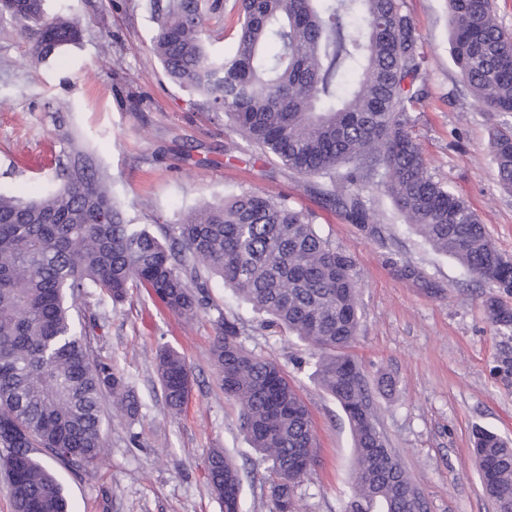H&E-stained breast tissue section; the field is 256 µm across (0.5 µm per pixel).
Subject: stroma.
<instances>
[{
  "label": "stroma",
  "instance_id": "stroma-1",
  "mask_svg": "<svg viewBox=\"0 0 512 512\" xmlns=\"http://www.w3.org/2000/svg\"><path fill=\"white\" fill-rule=\"evenodd\" d=\"M208 47L233 55L235 0H217ZM49 13L82 21L80 42L43 64L28 57L29 39L0 21V194L36 199L56 190L53 170L33 159L62 160L67 145L56 127L63 116L93 152L128 223L154 234L189 210L244 191L287 198L312 212L315 228L355 259L359 329L349 352L376 393L379 430L399 465L424 493L427 512H496L484 492L472 451L482 427L512 442V337L498 336L484 307L485 284L435 252L395 212L382 184L359 195L376 221L369 231L347 222L312 191L313 179L281 162L258 161L253 145L203 96L170 82L151 50L157 29L152 0H46ZM420 34L423 98L411 131L428 174L463 198L499 251L512 259V193L497 181L489 142L512 130V113L486 112L462 80L449 46L447 0H403ZM397 257L421 268L442 291L432 296L399 279L386 263ZM76 311L106 326L94 336L95 357L115 366L137 394L140 413L126 416L102 399L105 452L97 467L76 473L56 463L69 512H222L207 486V455L221 448L242 475V512H271L263 466L240 428L239 409L224 396L211 347L218 315L237 320L246 349L272 360L308 406L318 462L298 489L299 512H345L352 495L350 425L314 379L307 343L263 327L264 316L208 281L207 303L186 321L162 309L145 290L115 303L82 295ZM169 346L192 372L186 411L172 417L156 371V352Z\"/></svg>",
  "mask_w": 512,
  "mask_h": 512
}]
</instances>
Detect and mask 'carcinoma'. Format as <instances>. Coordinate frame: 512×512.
Instances as JSON below:
<instances>
[{"label": "carcinoma", "instance_id": "obj_1", "mask_svg": "<svg viewBox=\"0 0 512 512\" xmlns=\"http://www.w3.org/2000/svg\"><path fill=\"white\" fill-rule=\"evenodd\" d=\"M32 39L37 63L81 35L69 15H49L45 0L0 6ZM233 56L211 55L201 0H167L157 14L152 51L168 78L205 96L262 156L326 180L325 200L353 224L373 217L358 193L373 172L394 210L433 250L455 259L500 293L512 292L505 259L470 207L427 175L410 131L423 97L424 57L401 0H239ZM450 53L488 112H512V35L492 0H448ZM68 144L62 185L34 200L0 195V469L15 512H67L50 463L94 469L104 450L101 398L109 392L138 414L112 366L90 356L94 318L77 324L68 300L98 291L113 301L143 288L173 315L190 319L204 305L205 275L315 351V377L351 426L355 469L347 512H418L415 485L376 427L370 388L347 353L359 327L354 261L315 229L313 216L285 198L256 191L206 204L159 238L125 222L91 151ZM498 182L512 190V133L491 140ZM394 274L431 295L439 285L416 266L390 257ZM497 333L512 336V307L485 300ZM237 323L219 317L211 357L224 395L266 464L273 512H295L299 467L316 464L310 411L278 364L238 341ZM157 373L174 416L188 403L191 370L162 347ZM482 486L512 506V447L474 433ZM209 487L224 512H239L241 473L221 448L208 456Z\"/></svg>", "mask_w": 512, "mask_h": 512}]
</instances>
